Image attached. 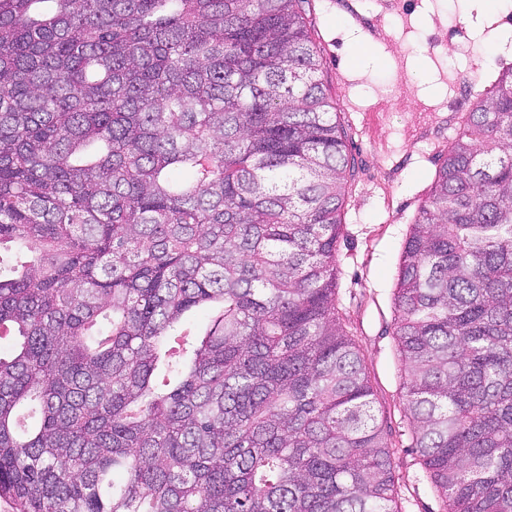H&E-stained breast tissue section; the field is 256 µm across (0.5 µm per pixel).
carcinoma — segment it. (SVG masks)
<instances>
[{"mask_svg":"<svg viewBox=\"0 0 512 512\" xmlns=\"http://www.w3.org/2000/svg\"><path fill=\"white\" fill-rule=\"evenodd\" d=\"M306 2L0 0L13 512H400ZM393 336L443 512H512V68L412 224Z\"/></svg>","mask_w":512,"mask_h":512,"instance_id":"1","label":"carcinoma"}]
</instances>
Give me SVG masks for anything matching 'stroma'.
Segmentation results:
<instances>
[{"instance_id":"35a3bbf8","label":"stroma","mask_w":512,"mask_h":512,"mask_svg":"<svg viewBox=\"0 0 512 512\" xmlns=\"http://www.w3.org/2000/svg\"><path fill=\"white\" fill-rule=\"evenodd\" d=\"M304 8L356 162L345 189L337 304L392 430L401 512H440L403 409L392 335L398 265L449 129L490 96L512 55L494 53L474 0H306Z\"/></svg>"}]
</instances>
